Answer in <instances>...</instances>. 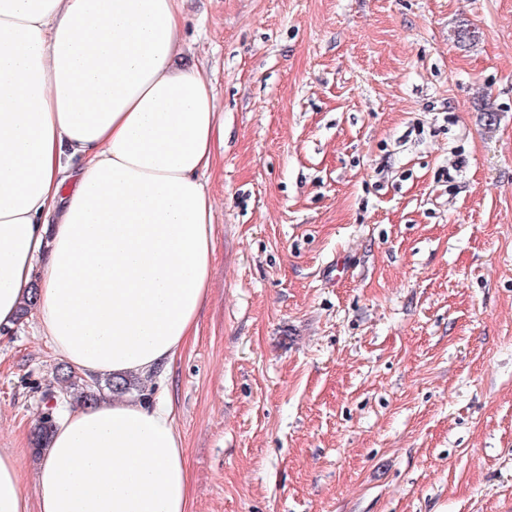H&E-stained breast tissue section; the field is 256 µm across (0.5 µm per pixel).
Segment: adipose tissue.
<instances>
[{
    "label": "adipose tissue",
    "instance_id": "obj_1",
    "mask_svg": "<svg viewBox=\"0 0 512 512\" xmlns=\"http://www.w3.org/2000/svg\"><path fill=\"white\" fill-rule=\"evenodd\" d=\"M183 0H0V326L21 307L83 373L148 378L197 329L214 257L202 181L224 129L178 67ZM0 512H188L170 401L68 410Z\"/></svg>",
    "mask_w": 512,
    "mask_h": 512
}]
</instances>
